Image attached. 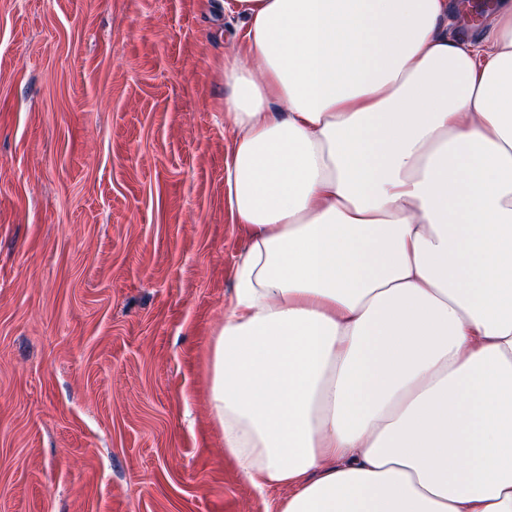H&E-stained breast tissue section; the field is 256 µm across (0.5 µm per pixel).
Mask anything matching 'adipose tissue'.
Segmentation results:
<instances>
[{"label": "adipose tissue", "instance_id": "ef3b65f1", "mask_svg": "<svg viewBox=\"0 0 512 512\" xmlns=\"http://www.w3.org/2000/svg\"><path fill=\"white\" fill-rule=\"evenodd\" d=\"M211 348L224 453L271 512H512V0H223Z\"/></svg>", "mask_w": 512, "mask_h": 512}]
</instances>
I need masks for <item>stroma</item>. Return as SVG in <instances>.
<instances>
[{
    "mask_svg": "<svg viewBox=\"0 0 512 512\" xmlns=\"http://www.w3.org/2000/svg\"><path fill=\"white\" fill-rule=\"evenodd\" d=\"M220 0H0V512H267L225 457L210 345Z\"/></svg>",
    "mask_w": 512,
    "mask_h": 512,
    "instance_id": "35a3bbf8",
    "label": "stroma"
}]
</instances>
